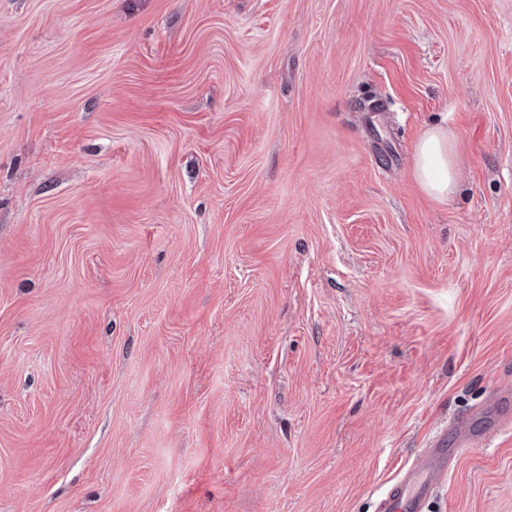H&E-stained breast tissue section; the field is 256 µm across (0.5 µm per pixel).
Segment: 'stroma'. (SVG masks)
I'll return each mask as SVG.
<instances>
[{"mask_svg": "<svg viewBox=\"0 0 512 512\" xmlns=\"http://www.w3.org/2000/svg\"><path fill=\"white\" fill-rule=\"evenodd\" d=\"M509 394L512 0H0V512H380L480 408L512 512ZM456 138L446 126H431L418 139L414 176L421 191L438 202H447L457 188Z\"/></svg>", "mask_w": 512, "mask_h": 512, "instance_id": "35a3bbf8", "label": "stroma"}]
</instances>
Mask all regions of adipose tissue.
I'll return each instance as SVG.
<instances>
[{
    "label": "adipose tissue",
    "instance_id": "obj_1",
    "mask_svg": "<svg viewBox=\"0 0 512 512\" xmlns=\"http://www.w3.org/2000/svg\"><path fill=\"white\" fill-rule=\"evenodd\" d=\"M456 138L447 127L431 126L418 139L414 152V176L421 191L445 202L457 188Z\"/></svg>",
    "mask_w": 512,
    "mask_h": 512
}]
</instances>
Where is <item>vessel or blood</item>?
<instances>
[{
    "label": "vessel or blood",
    "instance_id": "obj_1",
    "mask_svg": "<svg viewBox=\"0 0 512 512\" xmlns=\"http://www.w3.org/2000/svg\"><path fill=\"white\" fill-rule=\"evenodd\" d=\"M456 445H473L481 437L469 416L459 418L452 427ZM451 457L445 439H436L421 464L408 467L401 478L389 486L381 502L382 512H424L436 475L448 467Z\"/></svg>",
    "mask_w": 512,
    "mask_h": 512
}]
</instances>
